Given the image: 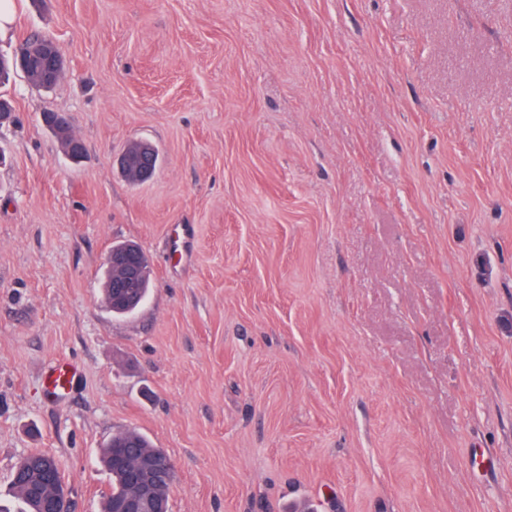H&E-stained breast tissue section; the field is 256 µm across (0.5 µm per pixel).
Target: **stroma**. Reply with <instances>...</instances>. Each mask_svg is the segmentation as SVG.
<instances>
[{
  "label": "stroma",
  "instance_id": "stroma-1",
  "mask_svg": "<svg viewBox=\"0 0 512 512\" xmlns=\"http://www.w3.org/2000/svg\"><path fill=\"white\" fill-rule=\"evenodd\" d=\"M15 4L64 73L0 84V504L42 450L100 512L135 429L171 512H512V0ZM147 148L146 145L142 144L141 142H131L127 145V148L124 152V157L122 155L120 165L122 166L126 163V168L129 173V175L134 179H140L141 177V168H142V156L147 153L145 149ZM128 175V178L130 181L132 180L131 177ZM133 261L132 265L130 262ZM130 266V272L125 277L121 278L120 272L116 273L115 278H121V280L114 287L116 288V302L119 305L132 307L136 303V299L132 296V292L130 288H136L137 282L139 281V288H137V294L139 295V301L136 308L143 302L146 298L149 291V282H150V272L148 269L147 261L143 254L137 253L135 256L133 254L126 252H117L112 251L108 256V268L109 269H117L121 270L125 267ZM147 273H149L146 278H142ZM142 278V279H141ZM114 280V276L107 273L106 278L103 283V297L106 305L111 308L112 304V313L115 315H124L128 314L135 309L128 311L125 308L118 306V304L114 303L112 299L114 288H112V282ZM75 377V367L69 361L57 359L50 365L47 372V394L52 397L62 395L70 387Z\"/></svg>",
  "mask_w": 512,
  "mask_h": 512
}]
</instances>
